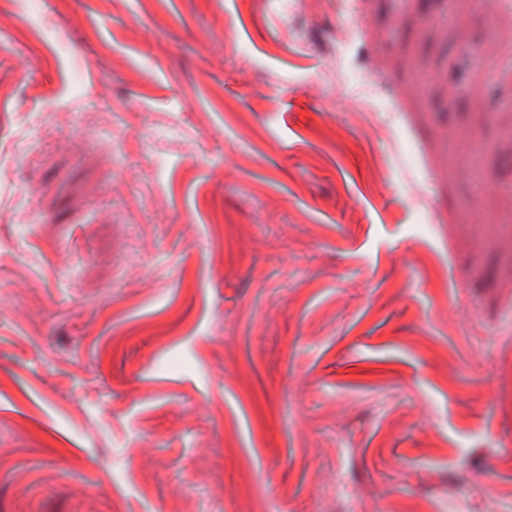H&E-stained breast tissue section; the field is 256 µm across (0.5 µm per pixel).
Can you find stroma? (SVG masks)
<instances>
[{
  "label": "stroma",
  "instance_id": "35a3bbf8",
  "mask_svg": "<svg viewBox=\"0 0 512 512\" xmlns=\"http://www.w3.org/2000/svg\"><path fill=\"white\" fill-rule=\"evenodd\" d=\"M0 512H512V0H0Z\"/></svg>",
  "mask_w": 512,
  "mask_h": 512
}]
</instances>
